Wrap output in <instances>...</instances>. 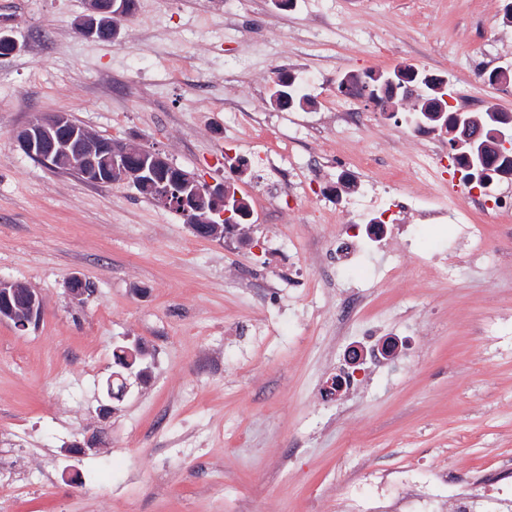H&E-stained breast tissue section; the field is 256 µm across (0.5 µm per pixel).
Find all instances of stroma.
Here are the masks:
<instances>
[{"instance_id": "35a3bbf8", "label": "stroma", "mask_w": 512, "mask_h": 512, "mask_svg": "<svg viewBox=\"0 0 512 512\" xmlns=\"http://www.w3.org/2000/svg\"><path fill=\"white\" fill-rule=\"evenodd\" d=\"M511 1L138 0L104 42L76 28L87 0H0L18 43L0 57V279L43 303L35 327L0 321V462L19 472L0 512H449L446 474L512 464V224L477 215L479 242L409 209L429 190L406 110L363 101L358 125L327 124L343 76L401 64L471 112H512V82L479 79L512 68ZM280 71L305 77L308 106L275 105ZM58 112L232 182L245 240L31 160L16 131ZM391 171L397 224L337 264V186ZM74 274L95 284L80 304ZM385 340L396 357L321 395L351 347ZM135 342L150 375L103 417L115 351Z\"/></svg>"}]
</instances>
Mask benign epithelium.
I'll return each instance as SVG.
<instances>
[{
    "mask_svg": "<svg viewBox=\"0 0 512 512\" xmlns=\"http://www.w3.org/2000/svg\"><path fill=\"white\" fill-rule=\"evenodd\" d=\"M130 0H88V13L82 20V31L93 36L97 32L96 18L111 17L115 20L131 14ZM388 86L392 97L384 105L389 115L398 112V83L384 72H374L367 80L359 74L346 75L340 86L344 94H356L371 104L378 101V89ZM502 125L494 132V149L503 154L512 147V123L501 118ZM428 132L446 130L451 136L460 130L482 127L479 116L467 112L455 114L454 121L439 128L420 123ZM19 147L27 155L45 160L77 173L84 180L98 185L128 181L154 196L157 203L167 208H179L192 216L190 228L208 239H222L244 230L232 213L241 205L240 196H231L221 185L212 187L192 181L174 166L162 153L121 141H106L71 122L68 115L55 113L32 119L16 134ZM66 291L75 302L82 303L93 293V284L79 275L66 281ZM43 304L32 289L0 280V320L13 323L20 331L37 324L42 316ZM145 350L138 344L122 347L117 352L115 364L130 371L136 361L144 359Z\"/></svg>",
    "mask_w": 512,
    "mask_h": 512,
    "instance_id": "1",
    "label": "benign epithelium"
}]
</instances>
